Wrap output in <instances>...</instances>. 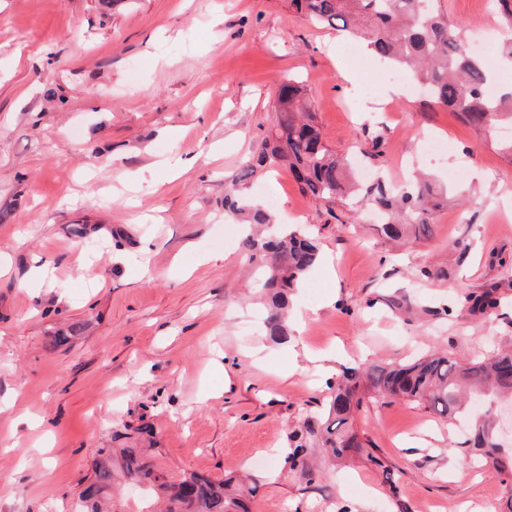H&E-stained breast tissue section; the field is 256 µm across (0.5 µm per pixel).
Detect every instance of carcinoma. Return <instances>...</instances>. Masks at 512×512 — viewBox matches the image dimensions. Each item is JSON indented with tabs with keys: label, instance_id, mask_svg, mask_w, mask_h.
<instances>
[{
	"label": "carcinoma",
	"instance_id": "1",
	"mask_svg": "<svg viewBox=\"0 0 512 512\" xmlns=\"http://www.w3.org/2000/svg\"><path fill=\"white\" fill-rule=\"evenodd\" d=\"M314 23L365 46L369 56L412 72L424 84L433 102L458 113L477 130L512 122V87L492 97L489 86L497 67H512V0H498L509 19L503 34L498 65H490L469 48L466 31L435 10L432 0H291ZM275 122L261 150L247 160L237 177L245 185L271 166L288 169L301 191L315 201L354 204L379 213L383 233L406 241L431 235L433 212L447 204L448 189L431 177L419 176L404 185L383 180L362 186L348 164L328 148L316 113L303 88L283 85L276 99ZM224 210L250 230L273 223L271 209L252 204L240 190L224 196ZM244 248L259 264V294L263 306L261 332L272 342L288 339L290 295L317 264L320 250L302 229H285L275 237L251 234ZM481 396L491 402L512 400V349L492 352L478 361L461 362L445 353H433L403 364H371L352 369L331 387L319 414L305 415L289 430L281 450L280 473L292 474L306 492L320 489L321 471L315 453L333 459L355 452L376 466L382 457L369 439L353 427V415L367 398L405 400L432 408L450 419L468 411L469 399ZM498 424L492 408L476 419L473 436L460 450L467 465L483 462L496 473L512 477V453L500 450ZM136 481L142 490L164 505L163 512H250V502L269 483L266 476L227 475L213 480L196 472L179 478L181 495L170 496L173 481L145 448H101L94 477L79 494L73 512H124L118 488Z\"/></svg>",
	"mask_w": 512,
	"mask_h": 512
}]
</instances>
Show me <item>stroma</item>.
<instances>
[{
    "mask_svg": "<svg viewBox=\"0 0 512 512\" xmlns=\"http://www.w3.org/2000/svg\"><path fill=\"white\" fill-rule=\"evenodd\" d=\"M474 39L508 22L497 0H437ZM291 0H0V512H70L113 431L150 424L170 475L271 473L296 420L328 395L327 367L395 365L437 350L467 360L512 344V160L427 96L382 111L367 58ZM311 98L325 144L381 135L374 174L447 182L433 233L402 249L351 203L314 201L286 170L256 177L278 223L309 229L319 263L295 291L288 343L245 301L255 266L224 195L275 118L276 88ZM449 140L447 159L423 142ZM51 285L30 277L35 262ZM490 292L471 311L466 295ZM356 430L386 468L321 460L319 512H502L490 469L456 474L472 421L374 399ZM400 487L388 496L389 481ZM295 478L251 512H293Z\"/></svg>",
    "mask_w": 512,
    "mask_h": 512,
    "instance_id": "obj_1",
    "label": "stroma"
}]
</instances>
